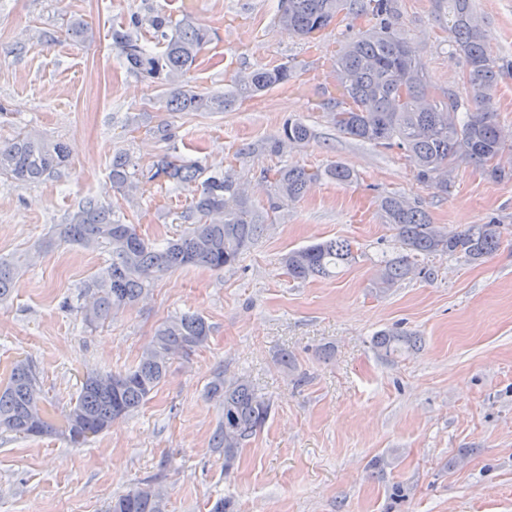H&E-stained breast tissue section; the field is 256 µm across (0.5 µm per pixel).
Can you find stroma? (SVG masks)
I'll return each mask as SVG.
<instances>
[{"label": "stroma", "mask_w": 512, "mask_h": 512, "mask_svg": "<svg viewBox=\"0 0 512 512\" xmlns=\"http://www.w3.org/2000/svg\"><path fill=\"white\" fill-rule=\"evenodd\" d=\"M278 0H197L193 18L217 31L191 74L198 90L227 89L257 65L290 63L308 78L309 57H328L359 29L345 16L307 42L278 28ZM493 54L512 59V0H475ZM181 18L179 0H0V139L34 130L67 144L58 174L31 185L0 179V257L29 264L0 303V354L32 359L60 404L77 397L90 372L134 366L167 317L202 315L207 342L174 358L148 401L82 445L57 436L0 431V512H105L112 497L153 480L167 512H210L217 498L236 512H512V183L463 165L447 193L420 183L400 150L336 131L316 91L271 90L233 111L161 113L157 83L129 74L112 29L144 7ZM400 22L420 52L427 82L465 92L466 65L448 52V12L435 0H397ZM91 23L93 39H62L69 18ZM57 34L54 44L39 32ZM165 116L186 161L226 169L233 153L279 135L298 119L315 136L282 154L248 156V194L265 208L262 173L294 163L333 162L354 183L321 181L273 214L232 269L180 268L149 296L99 327L82 321L81 288L109 260L55 237L86 199L113 203L148 239L177 238L192 193L159 188L135 208L113 192L112 156L147 161L166 150L148 132ZM416 201L434 224L457 232L495 216L507 235L491 258L432 257L431 278L388 293L374 279L399 250L377 212L379 196ZM330 238L355 241V263L330 279L288 278V251ZM416 333L418 350L393 361L371 346L380 330ZM246 378L270 416L232 471L211 446L221 416L206 395L215 373ZM383 457V473L370 463ZM402 485L401 500L391 497Z\"/></svg>", "instance_id": "obj_1"}]
</instances>
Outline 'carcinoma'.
<instances>
[{"mask_svg":"<svg viewBox=\"0 0 512 512\" xmlns=\"http://www.w3.org/2000/svg\"><path fill=\"white\" fill-rule=\"evenodd\" d=\"M448 5V46L464 59L467 97L437 91L425 81L423 64L405 52L407 41L395 0H279L278 24L291 35L310 37L334 25L344 10L366 20L370 28L360 32L330 60L344 106L329 101V118L342 134L362 142L397 148L412 163L417 179L445 193L456 168L465 164L480 169L495 182H512V169L499 164L505 149L494 99L502 71L509 62L494 56L488 32L472 0H437ZM153 31L162 42L154 51L141 43L142 33ZM65 35L84 43L93 38L92 28L80 18L66 22ZM215 31L187 15L174 22L149 9L134 14L127 24L112 29V44L130 74L156 79L164 87L161 103L166 112L195 115L228 112L236 101L295 81L292 66L256 67L237 74L224 92H201L189 86L187 75L195 69ZM313 132L295 120L281 133L260 145L278 155L291 145L307 143ZM67 147L32 132H19L0 140V176L18 183H35L65 165ZM272 180L270 213L301 201L310 186L326 178L347 185L353 173L335 163L323 172L298 165L266 171ZM112 189L134 205L161 182L194 187L182 218L189 224L179 238L163 247L146 239L138 225L128 224L110 205L85 200L58 225L59 239L85 248H107L111 262L83 285L90 297L82 307L87 325L105 324L112 313L134 306L150 291L152 281L174 269L203 266L222 272L234 267L240 255L264 232L270 213L254 207L241 180L231 172H213L201 164H186L170 151L139 166L124 151L112 156ZM383 223L396 231L400 250L381 262L374 288L386 293L409 276L424 277L429 269L419 258L460 257L479 261L496 253L503 244L504 224L491 219L448 234L433 224L428 213L397 195L378 202ZM358 251L344 238H333L292 250L283 257L293 280L329 278L336 270L356 261ZM23 266L0 260V302L6 300ZM210 326L198 314H182L164 320L137 364L125 371L89 373L76 400L67 407L48 396L34 363L29 359H0V429L24 437L58 435L80 444L88 435L109 429L112 423L137 411L166 377L169 360L187 355L208 339ZM413 333L385 329L372 339L387 357L400 356L417 347ZM207 394L219 403L222 415L212 438V448L224 455V470L232 468L240 450L264 426L269 403L244 379L227 381L217 374ZM108 512H166L164 493L151 481L142 483L110 502Z\"/></svg>","mask_w":512,"mask_h":512,"instance_id":"obj_1","label":"carcinoma"}]
</instances>
